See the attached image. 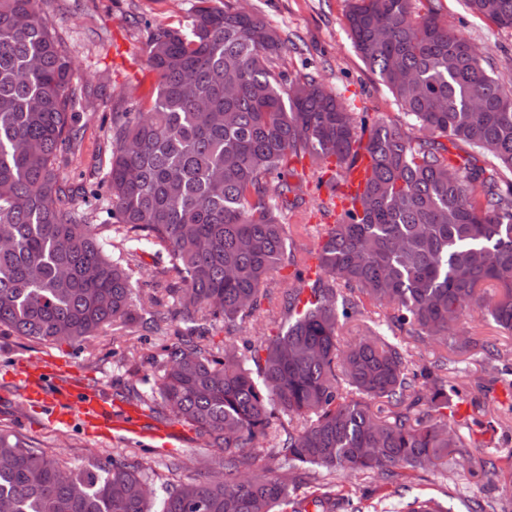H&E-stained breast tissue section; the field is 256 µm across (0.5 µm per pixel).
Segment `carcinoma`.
<instances>
[{
    "label": "carcinoma",
    "instance_id": "cac0c4a2",
    "mask_svg": "<svg viewBox=\"0 0 512 512\" xmlns=\"http://www.w3.org/2000/svg\"><path fill=\"white\" fill-rule=\"evenodd\" d=\"M512 29V0H465ZM350 38L413 132L349 112L334 89L284 63L287 42L260 13L194 0L189 23L146 44L156 93L137 114L112 113L106 179L112 239L67 206L62 153L79 145L78 91L40 0H0V327L30 341L80 343L132 324L140 253L154 251L151 299L186 325L145 356L149 390L121 401L194 428L220 454L201 469L171 464L159 510L156 473L134 454L92 461L68 478L60 458L0 432L6 512H385L405 471L468 457L455 409L486 427L480 397L512 365L457 328L478 311L512 334V92L473 45L416 0H349ZM363 143L372 177L351 212L322 225V274L288 250L309 225L290 217L307 188L341 177ZM463 143L462 162L448 144ZM336 158L329 170L328 159ZM293 267L271 287L273 273ZM277 299L273 336L216 342ZM383 326L347 339L365 304ZM432 359H415L420 346ZM480 358L466 391L448 351ZM262 441L263 464L243 455ZM364 476L343 492L327 476ZM453 497L400 512H453ZM470 512H512L497 499Z\"/></svg>",
    "mask_w": 512,
    "mask_h": 512
}]
</instances>
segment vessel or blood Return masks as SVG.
<instances>
[{
  "mask_svg": "<svg viewBox=\"0 0 512 512\" xmlns=\"http://www.w3.org/2000/svg\"><path fill=\"white\" fill-rule=\"evenodd\" d=\"M369 177V157L363 151L346 178L325 187L323 193L332 197L336 212L358 208L359 197ZM68 370V365L58 361L37 371L30 370L27 365H20L22 397L34 406L50 408L56 422L66 423L71 418H79L84 430L93 436L119 439L161 436L168 440L181 436V429L175 426L163 432L150 426L146 415L138 410H115L108 397L88 391L81 381L65 379L64 374Z\"/></svg>",
  "mask_w": 512,
  "mask_h": 512,
  "instance_id": "vessel-or-blood-1",
  "label": "vessel or blood"
}]
</instances>
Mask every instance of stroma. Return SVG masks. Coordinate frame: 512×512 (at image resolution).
<instances>
[{"label": "stroma", "instance_id": "stroma-1", "mask_svg": "<svg viewBox=\"0 0 512 512\" xmlns=\"http://www.w3.org/2000/svg\"><path fill=\"white\" fill-rule=\"evenodd\" d=\"M234 7L259 11L287 38L290 49L286 67L311 73L340 95L348 111L369 112L399 125H408L395 98L355 50L345 20L348 0H228ZM193 0H42L55 36L73 65L74 80L91 90L80 102L81 143L60 159L58 176L70 185L95 189L99 212L92 221L94 233L112 234L107 213L104 176L92 173L99 154L108 151L113 112H137L151 98L156 76L146 65V43L158 25L185 21ZM436 5L439 18L469 39L483 56V65L494 73L512 74V30L497 27L473 14L464 0H417L419 11ZM137 342L132 325L119 324L105 333L71 345L38 344L0 328V430L35 448L45 449L80 468L92 459H109L117 453H134L151 462L160 479H167L171 460L195 469L216 456L196 436H187L173 447L149 440L126 441L92 437L81 425L54 422L21 396L14 373L20 362L58 360L69 364L92 389L115 391L120 384L141 385L151 373L149 365L132 367L122 353ZM495 428L474 434L468 441L470 461L444 473H427L412 479L409 496L441 497L444 490L457 496V512H467L474 501L489 496L512 497V468L504 457L511 448L501 442L512 428V416L491 405Z\"/></svg>", "mask_w": 512, "mask_h": 512}]
</instances>
